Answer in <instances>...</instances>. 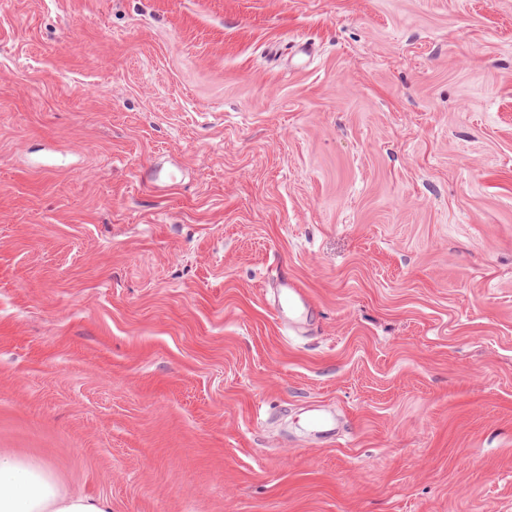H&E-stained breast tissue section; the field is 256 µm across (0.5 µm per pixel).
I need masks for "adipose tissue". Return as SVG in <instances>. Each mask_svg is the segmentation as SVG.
<instances>
[{
  "instance_id": "ef3b65f1",
  "label": "adipose tissue",
  "mask_w": 512,
  "mask_h": 512,
  "mask_svg": "<svg viewBox=\"0 0 512 512\" xmlns=\"http://www.w3.org/2000/svg\"><path fill=\"white\" fill-rule=\"evenodd\" d=\"M0 512H111V506L66 491L46 461L0 454Z\"/></svg>"
}]
</instances>
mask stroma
<instances>
[{"label": "stroma", "instance_id": "obj_1", "mask_svg": "<svg viewBox=\"0 0 512 512\" xmlns=\"http://www.w3.org/2000/svg\"><path fill=\"white\" fill-rule=\"evenodd\" d=\"M0 453L112 512H512V0H0ZM310 308V299L298 283L288 277L287 272H282L279 277V288L274 292L273 310L280 320L294 322L299 319L304 311Z\"/></svg>", "mask_w": 512, "mask_h": 512}]
</instances>
